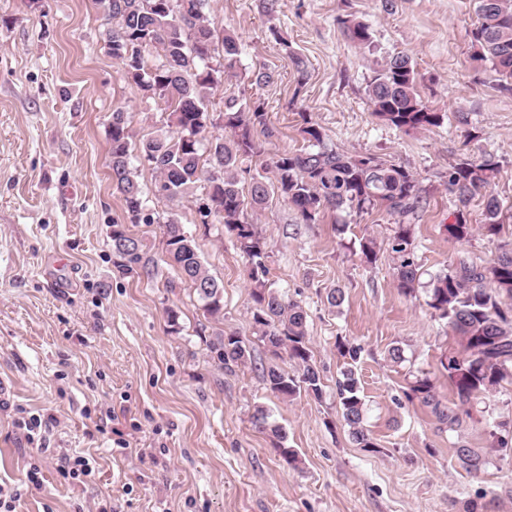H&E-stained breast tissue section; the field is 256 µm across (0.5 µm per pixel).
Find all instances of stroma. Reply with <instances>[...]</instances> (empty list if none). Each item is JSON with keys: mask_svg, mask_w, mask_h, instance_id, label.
I'll return each instance as SVG.
<instances>
[{"mask_svg": "<svg viewBox=\"0 0 512 512\" xmlns=\"http://www.w3.org/2000/svg\"><path fill=\"white\" fill-rule=\"evenodd\" d=\"M210 7L218 28L237 35L243 71L263 65L277 77L260 90L274 131L255 135L265 157L303 147L307 112L328 145L413 172L423 199L410 219L419 283L408 295L397 288L395 226L381 210L303 224L272 197L257 222L268 282L306 310L323 382L318 400L275 397L263 380L272 355L256 337L247 262L223 225L201 222L204 188L173 204L150 200L152 223L126 216L109 166L112 113L125 112L138 140L165 129L167 113L113 59L97 0H0V379L11 383L0 398V483L21 491L16 512H462L471 500L512 512V385L474 400L454 428L409 397L426 377L441 405L457 408L440 361L459 344L428 305L430 279L457 258L488 260L512 246V89L470 59L474 0H395L389 13L381 0H283L272 16L259 0ZM346 14L369 25L371 47L344 36L336 18ZM398 51L415 60L420 94L445 113L443 125L404 132L373 114L367 82ZM482 155L500 165L490 189L504 227L485 233L477 198L473 234L459 242L445 230L455 210L448 169ZM172 212L224 287L222 322L203 314L167 260L162 224ZM116 221L138 240L150 275L119 269ZM364 237L376 243L374 262L360 257ZM337 288L344 301L333 306ZM219 330L243 338L251 364L217 367L209 342ZM341 340L360 349L354 370L373 451L342 419ZM395 345L399 364L388 356ZM259 406L285 428L297 467L253 425ZM462 444L482 450L480 471L460 466ZM76 456L91 460L90 475L61 470Z\"/></svg>", "mask_w": 512, "mask_h": 512, "instance_id": "1", "label": "stroma"}]
</instances>
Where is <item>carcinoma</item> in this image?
Masks as SVG:
<instances>
[{
	"label": "carcinoma",
	"mask_w": 512,
	"mask_h": 512,
	"mask_svg": "<svg viewBox=\"0 0 512 512\" xmlns=\"http://www.w3.org/2000/svg\"><path fill=\"white\" fill-rule=\"evenodd\" d=\"M99 2L109 25L107 42L112 58L122 63L125 77L145 97L164 103L168 111L172 133L149 137L138 146L137 160L153 173L152 196L173 203L197 183H206L210 211L201 214V223L224 225L246 258L247 276L254 285L253 320L258 340L274 357L285 354L300 366L296 376L274 363L264 368L267 389L282 399L303 392L320 399L323 384L311 363L307 312L268 285L267 255L254 217L266 209L273 194L288 202L303 224L317 223L327 210H383L396 225L390 242L394 277L397 288L407 294L419 280L413 240L405 224L420 207L417 179L405 167L381 157L348 155L325 145L322 131L305 112L301 113L300 133L307 145L252 171L248 162L260 155L254 131L260 128L271 137L273 130L260 97L229 96L219 116L209 111L211 91L224 79L238 76L240 44L234 34L215 27L206 12L207 0ZM476 13L478 21L468 33L471 58L500 86H511L512 0H476ZM337 24L351 42L364 47L371 44L369 27L355 16H339ZM274 82L275 74L269 69L259 66L252 70L251 84L256 87ZM367 95L373 112L399 130L439 127L446 118L421 97L416 63L405 52L388 56L373 71ZM216 118L227 135L211 134L217 127ZM130 139L125 112L114 110L109 127L112 183L122 195L128 218L136 222L147 209L148 198L138 170L131 164ZM498 171L499 162L490 156L464 157L448 168V192L456 202L454 222L445 225L450 238L466 241L471 237L467 208L478 195L482 198L483 229L491 235L501 232V203L489 190ZM164 234L167 254L179 278L190 284L204 314L222 320L223 287L202 263L195 240L186 234L177 214L164 221ZM112 248L123 259L124 273L146 269L138 241L117 223ZM428 294L429 307L447 320L460 340L461 351L450 352L441 361L458 404L465 407L503 382H512V248L488 261L459 258L431 279ZM210 346L225 369L245 365L251 358L250 347L233 333H216ZM336 392L352 439L362 448L375 447L364 425V400L352 368H344ZM413 392L421 395L422 402L440 419L461 424L458 414L440 410L429 379L417 380ZM253 423L277 439L276 451L287 464L296 465L297 451L282 445L286 433L269 421L264 408L255 409ZM455 455L468 472H476L486 463L477 448L462 445Z\"/></svg>",
	"instance_id": "1"
}]
</instances>
